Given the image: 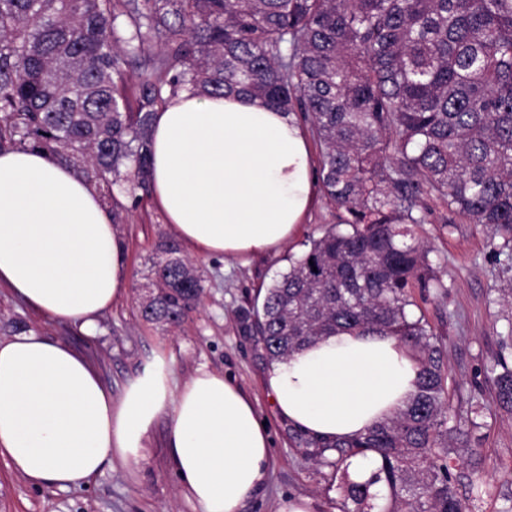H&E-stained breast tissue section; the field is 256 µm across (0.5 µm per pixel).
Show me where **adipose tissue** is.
I'll list each match as a JSON object with an SVG mask.
<instances>
[{
  "mask_svg": "<svg viewBox=\"0 0 512 512\" xmlns=\"http://www.w3.org/2000/svg\"><path fill=\"white\" fill-rule=\"evenodd\" d=\"M302 123L257 100L183 92L153 124L151 193L179 238L202 254L276 250L314 201ZM126 248L97 190L64 160L0 152V287L47 320L94 334L125 292ZM419 367L383 333L340 332L273 363L265 377L278 414L307 434L350 439L404 409ZM170 413L167 448L200 512H240L264 482L271 441L251 398L199 370L179 388L162 371L120 399L95 363L29 330L0 340V455L36 486L79 488L114 462L137 460L156 417Z\"/></svg>",
  "mask_w": 512,
  "mask_h": 512,
  "instance_id": "adipose-tissue-1",
  "label": "adipose tissue"
}]
</instances>
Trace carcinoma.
<instances>
[{
  "mask_svg": "<svg viewBox=\"0 0 512 512\" xmlns=\"http://www.w3.org/2000/svg\"><path fill=\"white\" fill-rule=\"evenodd\" d=\"M136 70L128 91L127 69ZM188 91L245 95L308 122L336 223L312 237L244 321L271 362L337 331L395 336L419 367L407 406L364 435L291 438L341 475L340 512H471L448 464V366L415 293L436 287L416 239L430 203L492 229L512 253V0H0V150L70 163L112 206L150 193L155 113ZM142 318L184 323L203 293L159 247ZM499 406L512 367L499 357ZM371 457L365 482L348 460ZM474 482L485 456L464 449Z\"/></svg>",
  "mask_w": 512,
  "mask_h": 512,
  "instance_id": "obj_1",
  "label": "carcinoma"
}]
</instances>
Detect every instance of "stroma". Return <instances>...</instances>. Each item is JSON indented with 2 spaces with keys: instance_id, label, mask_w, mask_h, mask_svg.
Masks as SVG:
<instances>
[{
  "instance_id": "35a3bbf8",
  "label": "stroma",
  "mask_w": 512,
  "mask_h": 512,
  "mask_svg": "<svg viewBox=\"0 0 512 512\" xmlns=\"http://www.w3.org/2000/svg\"><path fill=\"white\" fill-rule=\"evenodd\" d=\"M445 216V210L433 206L426 224L416 229L441 282L420 305L446 349L448 375L456 385L450 394L448 423L468 433L469 446L482 449L486 457L474 512H501L506 498L512 497V414L498 405L491 372L498 356H512V348L502 345L512 328V306L500 294L512 281V261L497 256V242L487 228L462 219L449 226ZM335 221V210L319 196L297 235L278 250L238 259L201 255L182 246V255L196 266L205 290L183 326L164 331L140 317L138 285L158 245L175 241L176 235L152 197H145L115 226L126 245V291L99 316L96 337L45 320L0 288V339L37 329L86 350L116 399L158 358L165 360L177 385L200 369L224 374L252 399L268 427L273 449L268 476L246 498L242 512H277L281 499L293 497L309 498L312 512H335L341 491L332 485V472L291 440L289 425L276 412L264 386L270 364L262 344L242 322L243 312L259 292L287 271L290 256L299 254L308 237L320 236ZM169 424V414H161L138 460L114 463L76 489L34 486L1 455L0 512H198L166 449Z\"/></svg>"
}]
</instances>
